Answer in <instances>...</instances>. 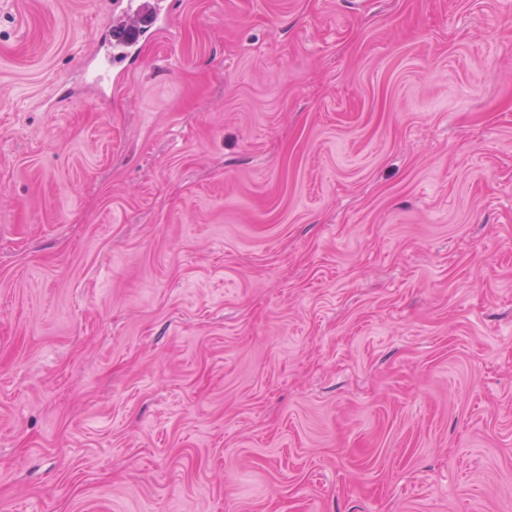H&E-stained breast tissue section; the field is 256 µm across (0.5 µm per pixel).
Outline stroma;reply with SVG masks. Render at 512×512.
Returning a JSON list of instances; mask_svg holds the SVG:
<instances>
[{
  "label": "stroma",
  "mask_w": 512,
  "mask_h": 512,
  "mask_svg": "<svg viewBox=\"0 0 512 512\" xmlns=\"http://www.w3.org/2000/svg\"><path fill=\"white\" fill-rule=\"evenodd\" d=\"M0 0V512H512V0ZM135 23L131 26H109L107 53L112 55V65L122 66L139 48L140 41L146 34L160 29L157 15L133 11Z\"/></svg>",
  "instance_id": "obj_1"
}]
</instances>
